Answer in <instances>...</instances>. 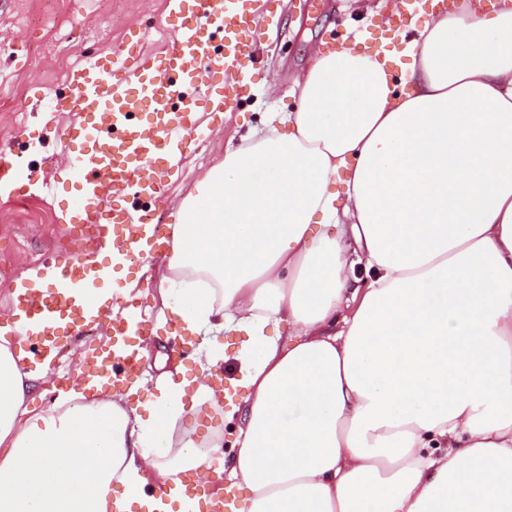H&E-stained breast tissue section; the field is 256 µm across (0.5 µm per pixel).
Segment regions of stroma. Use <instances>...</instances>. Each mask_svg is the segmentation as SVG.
<instances>
[{"mask_svg": "<svg viewBox=\"0 0 512 512\" xmlns=\"http://www.w3.org/2000/svg\"><path fill=\"white\" fill-rule=\"evenodd\" d=\"M378 2L359 0L358 9L351 10L348 0H271L272 13L264 21L272 36L260 38L255 46L252 93L223 112L199 105L195 125L211 134L197 138L183 152L169 191L157 206L163 223H174L203 170L223 162L225 153L244 139L265 133L272 115L293 109L294 80L307 68L321 39L364 32ZM140 32L145 38L139 44L135 36ZM171 39L168 0H0V147L35 174L27 192L0 194V317L13 307L17 281L49 267L53 255L84 249L61 218L82 196L81 180L69 177L56 135L73 117L56 111L50 102L51 97L70 93L65 68L102 57L121 64L139 51H163ZM100 263L112 270L109 288L135 292L144 319L158 322L175 302V289L159 286L166 260L130 266L104 255ZM179 329L177 322L167 321L143 362L141 403L155 399L163 373L181 369L190 377L198 374L215 339L224 346L223 379L235 378L234 356L246 341L244 334L220 333L203 325L183 336ZM74 366L65 350L50 363L47 380L36 382L28 397L35 412L57 401L59 378Z\"/></svg>", "mask_w": 512, "mask_h": 512, "instance_id": "35a3bbf8", "label": "stroma"}]
</instances>
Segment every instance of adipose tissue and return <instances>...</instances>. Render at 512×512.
Segmentation results:
<instances>
[{
	"label": "adipose tissue",
	"instance_id": "obj_1",
	"mask_svg": "<svg viewBox=\"0 0 512 512\" xmlns=\"http://www.w3.org/2000/svg\"><path fill=\"white\" fill-rule=\"evenodd\" d=\"M405 61L321 41L294 111L177 211L169 316L247 334L237 512H512V0H455ZM374 272L353 286L349 258ZM0 342V512H198L173 428L224 390L166 375L33 414L38 327ZM157 495L145 493V486Z\"/></svg>",
	"mask_w": 512,
	"mask_h": 512
}]
</instances>
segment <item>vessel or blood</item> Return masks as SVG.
Here are the masks:
<instances>
[{"label": "vessel or blood", "mask_w": 512, "mask_h": 512, "mask_svg": "<svg viewBox=\"0 0 512 512\" xmlns=\"http://www.w3.org/2000/svg\"><path fill=\"white\" fill-rule=\"evenodd\" d=\"M265 10L262 0H169V12L179 23L164 55L144 56L138 70L123 80L113 78L108 60L72 72L73 93L62 109L75 114L78 122L62 127L58 137L70 169L92 175L81 206L70 217L72 228L95 226L99 249L127 262L140 258L144 236L164 235L154 211L117 209L109 198L133 193L155 203L163 197L171 161L195 132L178 101L187 90L205 84L217 107L228 109L238 102L248 87L243 60L260 36L258 21ZM217 31L224 35L220 54L210 45ZM25 178L24 169L1 152L0 193ZM52 271L51 287L30 288L18 297L26 318L41 325L30 349L36 363L58 353L70 333L82 335L101 324V309L88 286L91 278L103 274V267L70 253L54 262ZM138 324L132 311L111 317L117 348L87 356L78 369L79 385L105 388L119 377L135 375L140 350L128 338Z\"/></svg>", "instance_id": "vessel-or-blood-1"}]
</instances>
